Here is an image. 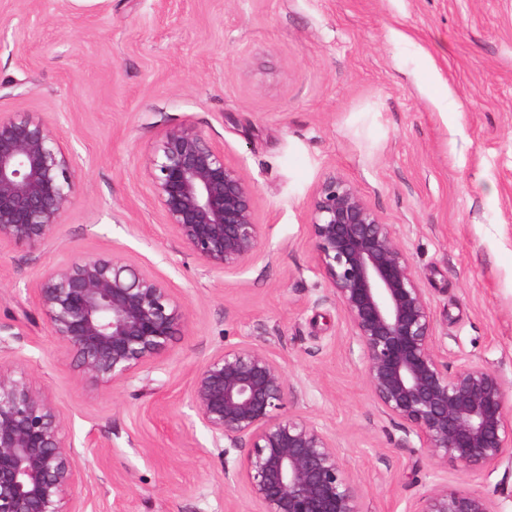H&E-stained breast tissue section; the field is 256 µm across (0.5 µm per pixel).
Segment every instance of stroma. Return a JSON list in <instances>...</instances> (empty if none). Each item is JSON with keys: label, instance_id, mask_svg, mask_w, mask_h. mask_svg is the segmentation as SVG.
Instances as JSON below:
<instances>
[{"label": "stroma", "instance_id": "obj_1", "mask_svg": "<svg viewBox=\"0 0 512 512\" xmlns=\"http://www.w3.org/2000/svg\"><path fill=\"white\" fill-rule=\"evenodd\" d=\"M19 112L73 153L78 197L50 242L0 244V357L62 413L79 512H261L190 399L242 343L335 437L360 512H415L435 485L512 512V464L432 458L382 412L309 226L319 183L353 184L430 298L445 366L512 390V0H0V114ZM183 125L254 190L266 243L242 272L207 271L154 201L144 168ZM78 253L123 257L189 314L128 383L79 380L37 304L43 269Z\"/></svg>", "mask_w": 512, "mask_h": 512}]
</instances>
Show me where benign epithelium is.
Masks as SVG:
<instances>
[{"label": "benign epithelium", "mask_w": 512, "mask_h": 512, "mask_svg": "<svg viewBox=\"0 0 512 512\" xmlns=\"http://www.w3.org/2000/svg\"><path fill=\"white\" fill-rule=\"evenodd\" d=\"M74 158L50 124L0 114V242L52 239L77 198ZM144 176L176 238L210 272L242 271L265 240L254 192L199 129L168 130ZM317 267L347 318L365 380L420 448L462 468L512 463V405L502 379L467 361L443 368L431 301L405 250L350 182L322 181L310 200ZM38 305L81 379L130 381L188 323L169 285L114 255L44 269ZM293 387L266 349L226 345L195 373L191 401L217 441L244 451L239 475L263 512H360L336 439L285 412ZM79 463L64 419L19 363L0 358V512H78ZM416 512H491L481 497L435 485Z\"/></svg>", "instance_id": "benign-epithelium-1"}]
</instances>
